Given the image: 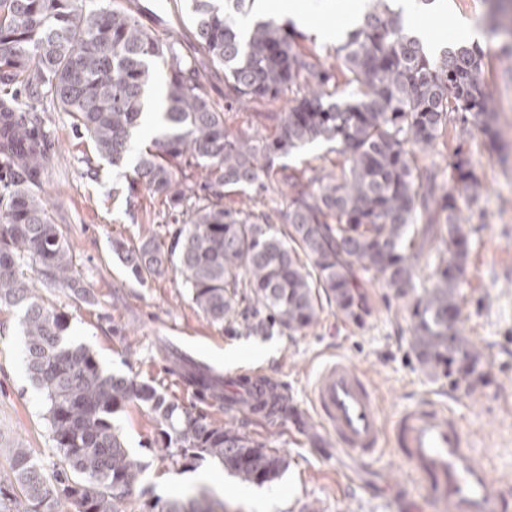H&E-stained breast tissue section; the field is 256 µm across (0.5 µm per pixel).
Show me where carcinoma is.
Wrapping results in <instances>:
<instances>
[{"label":"carcinoma","mask_w":512,"mask_h":512,"mask_svg":"<svg viewBox=\"0 0 512 512\" xmlns=\"http://www.w3.org/2000/svg\"><path fill=\"white\" fill-rule=\"evenodd\" d=\"M192 34L208 62L224 71L227 106L271 105L252 112L247 128L228 131L225 113L204 90L199 63L186 58L176 33L145 28L122 0L86 9L84 0H0V305L22 312L23 360L45 395V419L59 454L48 473L27 448L9 456L13 481L0 486V512H121L142 470L112 425L128 404L145 406L161 450L184 459L209 457L246 482L263 484L287 467L284 456L232 421L193 412L134 377L106 374L85 348L65 344L68 317L44 304L40 289L67 288L89 302L70 244L34 192L49 160L38 104L69 113L96 154L122 166L138 151L128 191L145 188L182 215L163 249L150 237L116 240L112 251L145 281L174 268L192 303L212 323L242 317L247 333L272 324L303 332L323 305L363 325L369 314L362 281H376L404 302L411 348L422 369L454 390L473 391L488 372L482 353L462 336L458 289L469 253L461 206L478 203L481 182L470 151L458 145L443 177L419 156L456 119L465 132L494 144L498 112L483 79L479 45L427 53L392 0H370L363 20L326 56L341 60L342 80L323 56L306 52L304 35L273 16L252 17L255 0H186ZM166 70L160 129L135 149L149 85ZM273 129L266 136L261 130ZM344 157L338 177L321 170L285 173L283 159L312 143ZM276 188L278 222L269 213L224 207L239 191L248 200ZM443 245L417 284L426 247ZM179 376L203 403L224 408V376L189 360ZM282 395L266 387L261 413L272 419ZM225 509L202 495L168 501L158 512Z\"/></svg>","instance_id":"obj_1"}]
</instances>
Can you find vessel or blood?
<instances>
[{
	"label": "vessel or blood",
	"mask_w": 512,
	"mask_h": 512,
	"mask_svg": "<svg viewBox=\"0 0 512 512\" xmlns=\"http://www.w3.org/2000/svg\"><path fill=\"white\" fill-rule=\"evenodd\" d=\"M252 373L229 375V388L258 398ZM317 423L338 447L362 462L393 444L409 464L434 512H512V486L476 454L459 417L427 399L415 401L385 429L363 370L339 358L327 363L311 389Z\"/></svg>",
	"instance_id": "obj_1"
}]
</instances>
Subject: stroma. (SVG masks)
Here are the masks:
<instances>
[{"label":"stroma","instance_id":"1","mask_svg":"<svg viewBox=\"0 0 512 512\" xmlns=\"http://www.w3.org/2000/svg\"><path fill=\"white\" fill-rule=\"evenodd\" d=\"M343 0H305L315 17L306 29V48L325 53L330 41L317 30L343 21ZM485 0H436L416 11L412 25L428 42L450 47L479 44L486 52L483 79L494 87L499 142L489 147L469 141L482 183L477 207L464 210L471 230L470 255L460 288L462 333L483 353L489 381L472 392L453 390L447 378L429 376L410 344L409 322L398 300L377 282L366 285L373 312L363 326L344 322L324 307L317 325L293 335L233 332L211 323L194 306L175 272L137 281L112 252L116 239L138 243L153 236L169 244L173 214L146 190L129 194L126 175L133 161L112 167L97 157L73 120L47 106L42 130L50 159L41 189L51 194V214L74 248L85 287L95 295L87 304L62 290L44 291L47 306L69 318L66 340L84 345L105 373L136 377L193 411L203 405L174 373L181 354L221 374L256 371L285 388L293 414L274 422L249 418L244 433L278 450L288 460L274 481H241L212 459L175 460L160 452L150 413L127 405L114 417L126 447L143 469L124 512H149L151 504L187 501L206 494L230 504L233 512H402L399 499L425 506L424 487L410 477L408 464L391 449L375 460L357 462L339 451L332 435L313 420L310 388L323 366L339 357L357 362L376 394L385 425L416 398L427 396L457 414L472 436L481 460L512 477V54L500 41L487 40ZM97 171L87 178V167ZM19 312L0 308V484L10 477L9 451L31 449L52 469L58 456L44 418L41 392L22 361ZM240 352L235 365L224 354ZM213 474L204 487L192 475Z\"/></svg>","mask_w":512,"mask_h":512}]
</instances>
